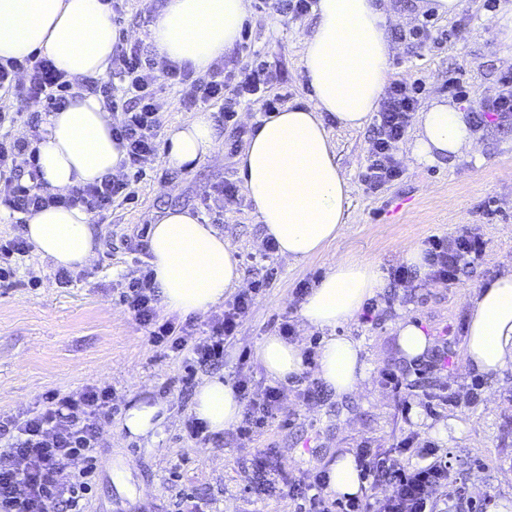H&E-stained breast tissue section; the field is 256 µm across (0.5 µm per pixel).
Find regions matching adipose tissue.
Here are the masks:
<instances>
[{
    "mask_svg": "<svg viewBox=\"0 0 512 512\" xmlns=\"http://www.w3.org/2000/svg\"><path fill=\"white\" fill-rule=\"evenodd\" d=\"M317 23L305 42L302 66L311 89L308 106H286L262 119L236 157L245 193L266 236L281 254L300 262L334 241L349 222L350 188L336 162L324 115L358 128L374 112L389 80V17L375 0H317ZM249 16L247 0H165L149 28L160 57L194 73H208L239 41ZM121 30L109 0H0V62L32 55L51 59L70 78L100 77L111 67ZM112 114L94 95L79 92L47 116L36 144L39 180L65 195L74 187L119 175L125 151L112 138ZM218 133L209 113L168 128L161 158L191 170L217 157ZM470 117L456 105L431 101L419 116L411 153L434 164L476 150ZM26 235L53 266L74 268L95 257L90 215L82 206H50L31 215ZM150 265L167 312L204 315L242 281L240 262L223 234L189 211H166L149 230ZM384 286L368 261L336 262L301 302L304 326L323 333L316 374L336 396L356 391L368 377L362 345L342 334L368 299ZM266 374L288 382L305 369L298 342L271 334L257 345ZM464 359L490 379L512 370V273L498 276L471 300ZM191 410L208 429L235 425L242 405L232 383L206 379ZM166 418L161 403L127 407L121 429L151 438ZM328 491L353 497L362 479L353 454L327 466Z\"/></svg>",
    "mask_w": 512,
    "mask_h": 512,
    "instance_id": "adipose-tissue-1",
    "label": "adipose tissue"
}]
</instances>
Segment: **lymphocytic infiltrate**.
<instances>
[{
    "instance_id": "lymphocytic-infiltrate-1",
    "label": "lymphocytic infiltrate",
    "mask_w": 512,
    "mask_h": 512,
    "mask_svg": "<svg viewBox=\"0 0 512 512\" xmlns=\"http://www.w3.org/2000/svg\"><path fill=\"white\" fill-rule=\"evenodd\" d=\"M162 79L182 85L185 108L220 104V118L226 125L236 124L243 102H259L269 113L284 100L283 94L272 91L279 79L273 62L261 61L237 71L217 67L193 80L185 68L151 58L140 44H131L114 51L110 80L86 78L82 87L101 95L106 108L117 115L112 135L126 150L124 165L132 169V177H107L76 187L66 196L41 193L34 183H11L0 202L27 214L78 203L99 215L116 201L134 200L137 180L158 156L162 114L157 85ZM119 81L124 84L120 95L115 92ZM72 89V82L48 59L0 63V92L35 101L45 111L65 106ZM425 91L421 78L390 81L369 130L371 148L360 174L366 192L377 193L403 176L399 144ZM483 252L480 237L469 230L450 238H432L425 250L427 277L454 284L461 272L480 265ZM263 286L259 280L254 287L239 291L199 332L191 323L160 317L158 291L149 267H140L138 276L126 282L123 300L155 346L174 352L191 350L196 365L215 368L223 364L225 343L237 335ZM236 388L245 403L240 436L280 413L282 387L270 386L257 395L241 379ZM111 402V387L92 385L76 392H50L33 409L0 416V512H82V500L91 489L88 478L96 465L100 421L109 415ZM411 451L419 456V464L401 465L400 455ZM355 457L365 485L360 496L346 501L328 498L325 472L307 478L293 476L271 448L250 458L246 490L258 496H288L298 502V512H431L434 498L442 493L449 501L448 512H460L465 487L454 477L448 453L415 448L413 437L407 436L384 452L361 445ZM78 459L83 460V468L75 474L67 472L66 462Z\"/></svg>"
}]
</instances>
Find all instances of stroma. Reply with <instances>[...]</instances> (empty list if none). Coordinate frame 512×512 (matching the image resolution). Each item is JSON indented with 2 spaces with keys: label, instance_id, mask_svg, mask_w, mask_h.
I'll list each match as a JSON object with an SVG mask.
<instances>
[{
  "label": "stroma",
  "instance_id": "35a3bbf8",
  "mask_svg": "<svg viewBox=\"0 0 512 512\" xmlns=\"http://www.w3.org/2000/svg\"><path fill=\"white\" fill-rule=\"evenodd\" d=\"M163 3L122 0L114 19L123 39L148 41ZM506 18L504 7L489 12L484 0H464L455 16L436 19L441 28H456L450 41L420 48L395 41L391 74L425 78L431 99L449 98V77H460L472 91L460 106L474 111L512 73V44L502 39ZM315 24L312 12L287 19L252 10L244 29L247 44L228 49L223 64L242 68L259 57L277 62V92L288 93L289 104L305 105L310 89L301 57ZM325 124L351 187L350 220L336 240L307 260L264 253L263 226L247 198L225 204L222 212L211 210L208 197L214 188L239 181L234 158L242 145L231 129L223 128L219 160L192 170L156 161L138 186L136 203L117 204L92 217L97 258L74 272L70 286L59 287L51 261L32 252L18 258L15 277L0 287V414L32 407L54 389L77 391L93 384L112 389L113 411L102 425L85 512H179L189 494L204 496L205 512H295L290 499H258L245 492L243 465L255 452L275 449L285 468L302 476L325 469L333 455L360 443L389 448L410 433L450 452L454 476L463 479L469 498L483 512H492L502 500L512 504V372L485 380L479 401L470 402L473 374L463 355L474 289L512 272V122L485 113L474 128L477 152L441 164L415 161L408 142H401L404 176L375 194L365 192L359 178L370 148L367 129L349 130L331 118ZM174 207L189 210L223 233L240 261L243 288L263 275L271 277L237 336L225 345L218 371L232 383L247 379L255 393L270 383L255 358L257 343L276 333L281 320L297 323L299 284L318 283L336 261L368 260L387 274L401 266L408 247H422L430 237H453L467 228L479 233L484 257L451 286L418 278L381 288L376 298L385 310L382 320L372 325L358 319L346 328L361 342L371 366L356 391L340 399L328 392L315 402L303 400L298 384H289L281 419L254 429L247 440L231 428L221 433L219 442L203 444L188 440L183 432L194 395L182 382L190 351L154 346L121 301L123 283L137 269V244ZM32 271L40 278L39 286L28 283ZM406 318L419 322L435 344H448L445 368L432 384L450 388L460 406L427 412L418 387L411 391L405 412L386 386L383 370L404 366L396 326ZM145 398L163 403L168 412L152 441L118 428L124 409ZM451 421L458 433L439 436V427Z\"/></svg>",
  "mask_w": 512,
  "mask_h": 512
}]
</instances>
